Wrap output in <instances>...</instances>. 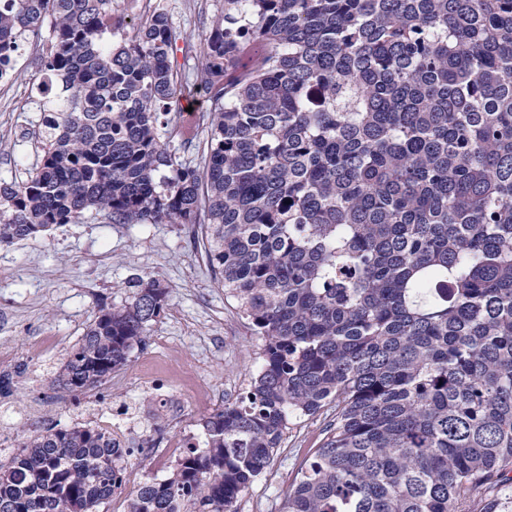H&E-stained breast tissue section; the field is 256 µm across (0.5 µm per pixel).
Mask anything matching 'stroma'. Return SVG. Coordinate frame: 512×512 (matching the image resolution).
I'll list each match as a JSON object with an SVG mask.
<instances>
[{"label":"stroma","mask_w":512,"mask_h":512,"mask_svg":"<svg viewBox=\"0 0 512 512\" xmlns=\"http://www.w3.org/2000/svg\"><path fill=\"white\" fill-rule=\"evenodd\" d=\"M177 30L199 33L223 0H153ZM39 48L29 43L18 76L0 84V178L21 176L37 156L31 137L39 120L31 88L40 79ZM147 276L167 287L168 306L150 326L147 344L126 366L95 388L76 394L59 382L61 367L95 320L100 304L125 303L132 278ZM42 338L61 339L46 359L32 349ZM262 342L223 289L214 282L191 227L180 224H112L88 217L0 247V370L18 369L9 395L0 396V464L18 453L19 433L92 425L99 407L138 401L140 427L160 442L201 433L202 420L247 387ZM153 362L161 386L182 406L179 418L155 414L139 384ZM325 422L297 425L271 469L238 504L239 512H279L309 450L318 447Z\"/></svg>","instance_id":"35a3bbf8"}]
</instances>
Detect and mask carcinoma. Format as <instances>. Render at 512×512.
Returning <instances> with one entry per match:
<instances>
[{
    "mask_svg": "<svg viewBox=\"0 0 512 512\" xmlns=\"http://www.w3.org/2000/svg\"><path fill=\"white\" fill-rule=\"evenodd\" d=\"M30 40L38 161L0 179V247L88 212L197 226L262 340L204 447L128 512H237L319 413L280 512H512V0H224L197 36L139 0H0V80ZM181 43L194 165L171 148ZM132 287L64 364L71 391L146 345L168 291ZM121 456L50 427L0 465V512H96Z\"/></svg>",
    "mask_w": 512,
    "mask_h": 512,
    "instance_id": "cac0c4a2",
    "label": "carcinoma"
}]
</instances>
